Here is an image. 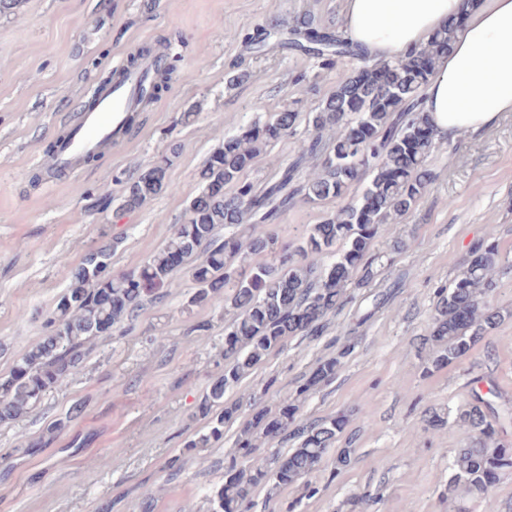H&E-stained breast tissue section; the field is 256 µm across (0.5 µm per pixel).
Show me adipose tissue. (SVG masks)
Listing matches in <instances>:
<instances>
[{
  "label": "adipose tissue",
  "mask_w": 512,
  "mask_h": 512,
  "mask_svg": "<svg viewBox=\"0 0 512 512\" xmlns=\"http://www.w3.org/2000/svg\"><path fill=\"white\" fill-rule=\"evenodd\" d=\"M460 7L461 0H346L343 24L367 55L385 59L426 43ZM422 108L438 136L452 140L512 112V0H488L468 15L422 91Z\"/></svg>",
  "instance_id": "ef3b65f1"
}]
</instances>
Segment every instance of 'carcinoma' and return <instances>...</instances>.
Instances as JSON below:
<instances>
[{"mask_svg": "<svg viewBox=\"0 0 512 512\" xmlns=\"http://www.w3.org/2000/svg\"><path fill=\"white\" fill-rule=\"evenodd\" d=\"M460 31L453 18L425 45L365 64L373 75L366 78L355 70L311 111L277 112L224 138L200 171L202 188L190 201L185 222L176 225L166 245L140 268L95 281L94 267L110 261L119 239L87 253L47 320L49 332L0 377V425L28 416L47 392L62 386L100 337L99 327H124L145 302L178 287L175 259L180 257L196 285L190 304L222 301L224 314L231 315L224 324L222 374L201 402L204 414L216 405L223 408L209 420L208 431L190 440L188 447L205 448L222 438L224 424L238 411L237 404L224 403L226 392L269 352L283 347L288 337L322 334L328 316L347 300L348 286L365 288L375 278L379 256L370 254L375 239L391 234L397 218L412 210L432 183L428 158L436 131L421 109V90L435 60L452 51ZM269 38L286 50L313 56L325 69L364 59L362 49L334 23L322 24L309 15L295 18L286 29L271 23L258 43ZM173 70L168 60H158L156 76L142 93L146 104L168 88ZM302 123L313 136L302 142L297 159L285 166L275 161V177L256 187L247 172ZM330 130L334 137L323 140ZM171 164L166 155L128 181L120 208L133 211L171 189L166 179ZM361 183V193L351 196ZM298 201H334L337 206L312 225L300 245H282L273 226ZM313 255H328L333 262H315ZM500 262L498 244L482 241L463 260L453 284L438 290L426 338L432 367L462 357L502 320L490 303ZM347 354L343 350L319 361L295 396L284 397L273 410L258 409L242 424L232 474L209 498V512H249L255 489L274 490L321 469L349 419L337 415L304 420L300 399L333 381ZM488 394L501 403L475 391L473 401L457 415L469 442L456 450L450 463L448 492L461 487L485 502V512H496L490 490L512 476V448L497 442L495 435L512 426V399L503 397L491 380ZM275 437L293 448L272 454L267 464L237 467V459L252 460Z\"/></svg>", "mask_w": 512, "mask_h": 512, "instance_id": "1", "label": "carcinoma"}]
</instances>
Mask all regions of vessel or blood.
<instances>
[{
	"instance_id": "vessel-or-blood-1",
	"label": "vessel or blood",
	"mask_w": 512,
	"mask_h": 512,
	"mask_svg": "<svg viewBox=\"0 0 512 512\" xmlns=\"http://www.w3.org/2000/svg\"><path fill=\"white\" fill-rule=\"evenodd\" d=\"M155 74L153 60L145 59L102 89L56 141L50 166L57 171L77 173L90 157L121 143L129 115L140 109L142 91Z\"/></svg>"
}]
</instances>
